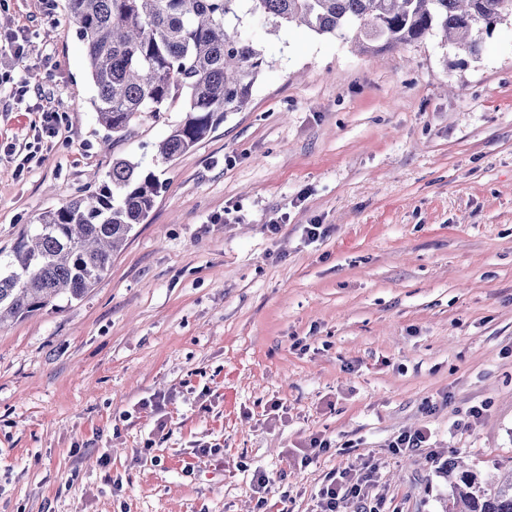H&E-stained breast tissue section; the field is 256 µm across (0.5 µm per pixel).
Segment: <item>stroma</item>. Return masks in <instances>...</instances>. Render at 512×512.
I'll return each instance as SVG.
<instances>
[{
	"mask_svg": "<svg viewBox=\"0 0 512 512\" xmlns=\"http://www.w3.org/2000/svg\"><path fill=\"white\" fill-rule=\"evenodd\" d=\"M67 4L0 0V251L113 159L161 192L82 299L0 328V512H320L367 460L384 512H442L449 458L511 471L512 23L475 56L248 25L247 108L163 163L183 112L112 141ZM430 437L431 433L427 429H418L413 433H402L390 443L389 448H393L395 454L413 448H423Z\"/></svg>",
	"mask_w": 512,
	"mask_h": 512,
	"instance_id": "obj_1",
	"label": "stroma"
}]
</instances>
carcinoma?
I'll use <instances>...</instances> for the list:
<instances>
[{
  "mask_svg": "<svg viewBox=\"0 0 512 512\" xmlns=\"http://www.w3.org/2000/svg\"><path fill=\"white\" fill-rule=\"evenodd\" d=\"M86 49L98 122L112 140L182 102L185 117L157 145L169 162L249 103L266 61L242 29L244 12L274 30L304 26L350 36L364 53L391 51L437 31L479 54L490 22L512 20V0H68ZM160 184L117 158L95 190L38 216L0 260V327L80 299L152 211ZM445 512H512V474L487 484L451 458Z\"/></svg>",
  "mask_w": 512,
  "mask_h": 512,
  "instance_id": "carcinoma-1",
  "label": "carcinoma"
}]
</instances>
